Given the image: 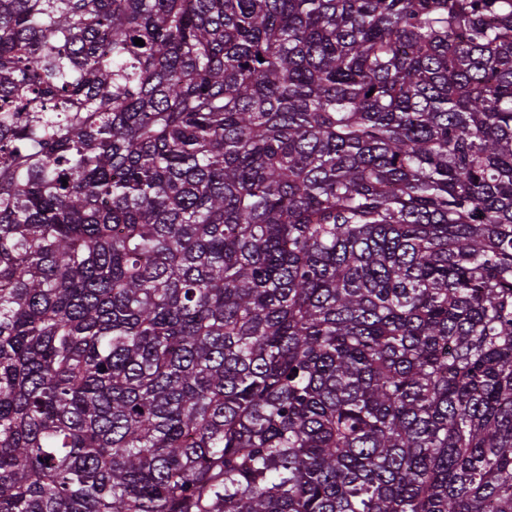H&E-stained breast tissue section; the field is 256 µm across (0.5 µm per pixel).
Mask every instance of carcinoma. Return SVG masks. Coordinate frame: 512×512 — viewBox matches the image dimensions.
<instances>
[{
	"label": "carcinoma",
	"instance_id": "obj_1",
	"mask_svg": "<svg viewBox=\"0 0 512 512\" xmlns=\"http://www.w3.org/2000/svg\"><path fill=\"white\" fill-rule=\"evenodd\" d=\"M0 512H512V0H0Z\"/></svg>",
	"mask_w": 512,
	"mask_h": 512
}]
</instances>
